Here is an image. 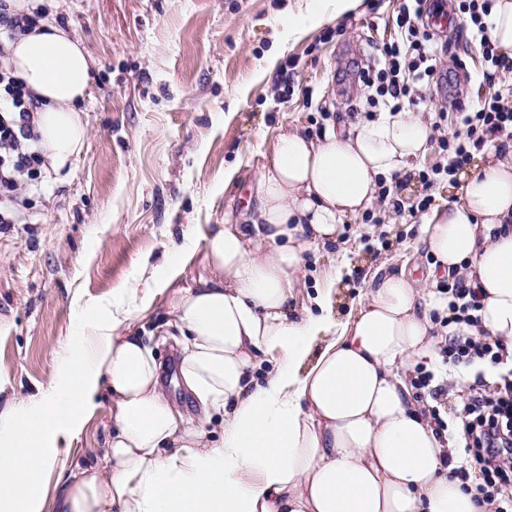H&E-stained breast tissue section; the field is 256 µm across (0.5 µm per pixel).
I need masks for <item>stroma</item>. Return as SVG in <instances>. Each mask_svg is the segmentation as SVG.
Masks as SVG:
<instances>
[{"label":"stroma","mask_w":512,"mask_h":512,"mask_svg":"<svg viewBox=\"0 0 512 512\" xmlns=\"http://www.w3.org/2000/svg\"><path fill=\"white\" fill-rule=\"evenodd\" d=\"M373 2L327 21L321 0H45L95 61L82 106L89 138L62 174L47 173L42 192L20 198L24 223L0 224V410L50 381L101 306L142 280V262L161 276L167 257L185 254L183 280L205 274L202 228L244 210L280 127L316 137L348 122L349 104L366 107L365 87L346 93L342 77L357 76L360 62L394 37L400 0ZM295 9L316 19L301 38L290 31ZM456 53L460 94L473 102L489 95L477 80L479 53L462 41ZM446 106L445 90L434 87L416 106L441 121L440 136L457 130L455 114L438 117ZM440 136L393 177L388 201L374 202L381 224L347 218L342 244L306 257L296 307L311 306L343 248L352 268L338 285L344 318L383 275H425L432 259L424 216L395 212L391 202L427 196L431 210L450 206L459 181L427 189L419 179L447 162ZM235 167L238 178L225 183V169ZM168 319L160 298L136 322L170 398L193 414L189 395L171 383L179 332ZM111 430L110 409L101 406L73 440L69 470L93 461Z\"/></svg>","instance_id":"35a3bbf8"}]
</instances>
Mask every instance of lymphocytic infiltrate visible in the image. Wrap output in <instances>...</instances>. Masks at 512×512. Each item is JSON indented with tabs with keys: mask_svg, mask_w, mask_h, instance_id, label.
I'll return each mask as SVG.
<instances>
[{
	"mask_svg": "<svg viewBox=\"0 0 512 512\" xmlns=\"http://www.w3.org/2000/svg\"><path fill=\"white\" fill-rule=\"evenodd\" d=\"M494 0H463L472 26L466 38L486 63L481 78L493 81L499 70L512 71V61L501 56L490 35L488 19ZM43 6L29 7L27 12L12 10L10 0H0V224L17 221L15 205L21 194L40 189L43 178V156L37 143L35 114L38 98L15 76L11 49L18 37L32 30L42 18ZM428 0H401L396 16V33L392 41L377 49L372 65L361 69L362 82L374 90L378 102L389 112L402 111L406 104L416 103L430 85L449 82L451 70L444 66L451 44H439L419 23L430 16ZM512 86L495 91L477 103L454 98L451 104L465 136L442 139L448 163L420 173V180L434 184L439 176L453 177L468 165L472 149L482 147L489 139L512 145ZM448 321L455 325L479 326L481 292L466 278H454L448 289ZM441 357L456 359H490L506 367L502 383L495 392L484 389L482 382L469 385L462 394L463 435L453 448L460 466L476 463L479 476L472 489L477 502L493 505L494 512H512V350L501 342L488 343L455 332L446 336Z\"/></svg>",
	"mask_w": 512,
	"mask_h": 512,
	"instance_id": "obj_1",
	"label": "lymphocytic infiltrate"
}]
</instances>
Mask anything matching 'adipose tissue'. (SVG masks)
I'll list each match as a JSON object with an SVG mask.
<instances>
[{"instance_id": "1", "label": "adipose tissue", "mask_w": 512, "mask_h": 512, "mask_svg": "<svg viewBox=\"0 0 512 512\" xmlns=\"http://www.w3.org/2000/svg\"><path fill=\"white\" fill-rule=\"evenodd\" d=\"M12 57L41 102L45 169L61 172L86 143L94 60L52 18L20 36ZM432 132L406 111L319 138L282 132L239 222L203 230L207 274L180 287L129 284L126 303L84 329L49 383L0 413V512H44L55 472L66 476L56 512H488L446 464L448 443L405 379L434 350L447 296L400 272L343 323L332 316L335 281L312 307L294 305L305 252L335 242L344 218L426 153ZM424 231L433 272L480 288L484 333L512 344V151H489ZM164 293L184 336L180 384L199 413L222 414L220 441L188 425L136 329L134 312ZM264 360L259 382L251 371ZM104 391L114 433L100 458L66 474Z\"/></svg>"}]
</instances>
